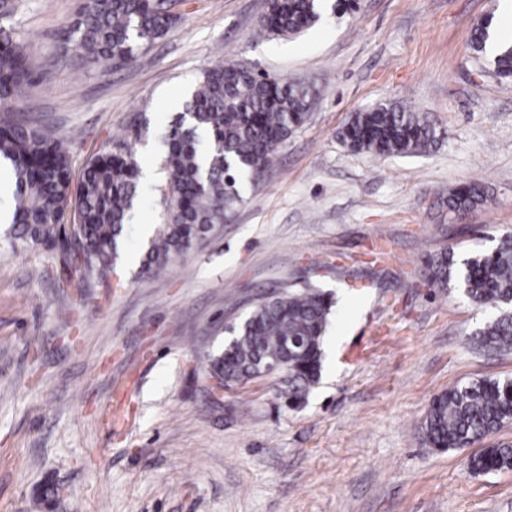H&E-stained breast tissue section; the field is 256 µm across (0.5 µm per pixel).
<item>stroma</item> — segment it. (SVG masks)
<instances>
[{"label": "stroma", "instance_id": "35a3bbf8", "mask_svg": "<svg viewBox=\"0 0 512 512\" xmlns=\"http://www.w3.org/2000/svg\"><path fill=\"white\" fill-rule=\"evenodd\" d=\"M19 4L26 117L69 142L77 174L141 130L143 176L108 279L0 234V512H512V469L471 474V448H433L422 429L448 388L512 376V352L474 339L493 306L430 286L426 267L512 236V83L469 47L500 0H358L290 37L264 29L268 0H180L177 26L112 71L61 57L76 0ZM222 61L309 82L314 104L229 220L142 274L159 137ZM389 102L428 113L441 140L351 151L352 113ZM466 183L485 202L449 211ZM307 288L335 300L307 400L287 408L269 378L214 393L230 328Z\"/></svg>", "mask_w": 512, "mask_h": 512}]
</instances>
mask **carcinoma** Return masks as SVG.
<instances>
[{
    "label": "carcinoma",
    "mask_w": 512,
    "mask_h": 512,
    "mask_svg": "<svg viewBox=\"0 0 512 512\" xmlns=\"http://www.w3.org/2000/svg\"><path fill=\"white\" fill-rule=\"evenodd\" d=\"M323 2L269 0L266 31L278 36L304 32L323 16ZM173 5L174 0H90L66 25L60 53L109 70L135 61L175 26ZM490 25L486 18L474 27L470 47L476 58L489 62L496 77L511 81L512 45L502 43L488 54ZM32 82L22 48L0 28V159L11 163L15 180L9 234L56 249L65 266L105 278L140 193V163L132 147L140 131L92 156L75 183L64 141L15 117V104ZM311 101L306 83L256 76L235 63L221 62L203 73L162 136L163 178L153 188L157 223L143 273H158L224 223L243 202V186L260 182ZM441 135L426 114L394 104L353 113L342 131L351 150L375 157L422 154ZM483 198L480 186L462 185L448 194V209H466ZM452 278L472 302L498 309L475 333L478 345L512 351V237L460 265L446 251L430 261L432 284L443 288ZM331 311V299L311 289L262 299L233 330L223 354L212 359V377L231 386L258 377L262 364L280 360L285 375L281 395L292 408L302 405L320 380ZM290 339L301 342L294 353L284 348ZM509 423L512 377L474 379L436 396L423 429L433 447L450 450ZM511 468L512 445L484 448L468 460L472 474Z\"/></svg>",
    "instance_id": "carcinoma-1"
}]
</instances>
